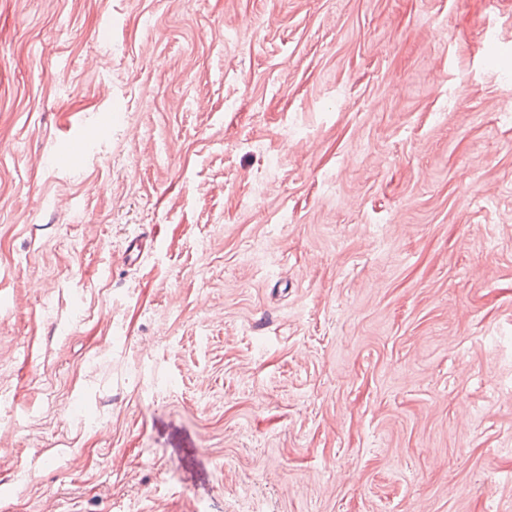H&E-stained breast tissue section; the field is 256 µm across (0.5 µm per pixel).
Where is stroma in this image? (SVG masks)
<instances>
[{"label": "stroma", "mask_w": 512, "mask_h": 512, "mask_svg": "<svg viewBox=\"0 0 512 512\" xmlns=\"http://www.w3.org/2000/svg\"><path fill=\"white\" fill-rule=\"evenodd\" d=\"M1 427L0 512H512V0H0Z\"/></svg>", "instance_id": "1"}]
</instances>
